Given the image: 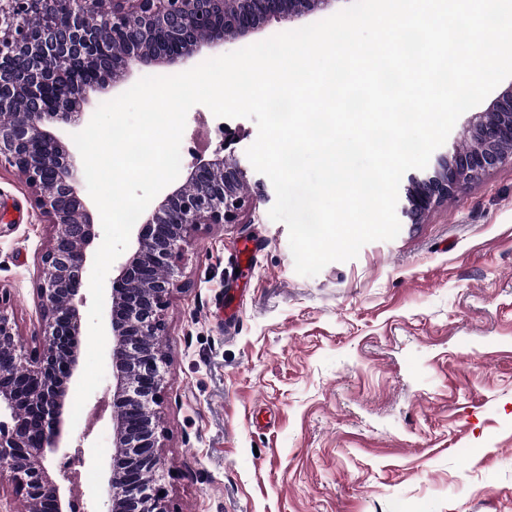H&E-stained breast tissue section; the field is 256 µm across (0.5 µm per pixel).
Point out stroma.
<instances>
[{"mask_svg": "<svg viewBox=\"0 0 512 512\" xmlns=\"http://www.w3.org/2000/svg\"><path fill=\"white\" fill-rule=\"evenodd\" d=\"M226 41L232 52L348 6ZM237 133L251 208L191 232L166 310L160 408L171 512H512V164L468 184L391 241L296 273L249 118L192 107L183 164ZM50 226L0 169V307L34 347ZM251 248L241 278L236 248ZM113 387L65 424L80 506L99 512L114 452Z\"/></svg>", "mask_w": 512, "mask_h": 512, "instance_id": "35a3bbf8", "label": "stroma"}]
</instances>
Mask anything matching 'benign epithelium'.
Returning a JSON list of instances; mask_svg holds the SVG:
<instances>
[{"label":"benign epithelium","mask_w":512,"mask_h":512,"mask_svg":"<svg viewBox=\"0 0 512 512\" xmlns=\"http://www.w3.org/2000/svg\"><path fill=\"white\" fill-rule=\"evenodd\" d=\"M332 0H108L88 21L80 0H0V166L20 175L51 237L36 289L38 346L20 341L0 307V512H76L73 495L47 461L61 447L67 396L79 364L87 250L99 231L80 195L75 152L54 133L83 116L88 92L146 66L185 61L270 20L289 21ZM104 29L121 44L97 56ZM470 147L436 158L411 178L402 213L418 223L435 206L490 171L512 163V91L466 129ZM245 175L234 153L191 166L186 181L137 220L136 248L118 266L109 297L115 419L104 512H170L164 487L163 403L169 359L165 311L191 231L238 224Z\"/></svg>","instance_id":"obj_1"}]
</instances>
